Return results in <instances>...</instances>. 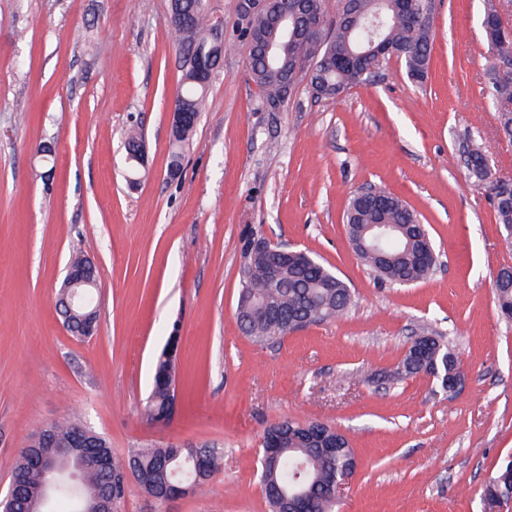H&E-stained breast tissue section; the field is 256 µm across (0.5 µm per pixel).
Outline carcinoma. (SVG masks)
<instances>
[{
    "instance_id": "cac0c4a2",
    "label": "carcinoma",
    "mask_w": 512,
    "mask_h": 512,
    "mask_svg": "<svg viewBox=\"0 0 512 512\" xmlns=\"http://www.w3.org/2000/svg\"><path fill=\"white\" fill-rule=\"evenodd\" d=\"M347 4L339 0L336 16L330 17L326 0H304L302 9L321 15L325 40L322 45L311 44L304 36L302 19H297V28L283 35L281 30L266 22L263 15L241 13L242 30L251 41L252 53L247 70L252 81L261 91L263 104L268 105L281 97L282 87L277 74L269 69L262 55V46L268 41L281 44L277 68L288 70L292 61L302 63L306 71L296 83H306L315 98H334L341 92L356 86L371 75V71L359 66L355 57L362 51L359 33L344 21ZM356 8L362 15H380L383 20L380 41L393 51L402 53L407 74L421 82L425 79L433 40V19L423 14L412 19L401 10L399 0H357ZM170 22L179 35V50L182 54L183 81L178 92L187 111L200 114L205 109L207 86L199 83L194 64L209 60L214 48L208 38L211 25L208 4L204 0H175L171 5ZM486 40L500 58L512 57V27L497 17L496 8L487 11V22L483 26ZM491 96L497 107V119L504 133L512 137V81L501 80L491 75ZM193 126L184 127L171 142L170 166L178 169L185 143ZM469 157L465 165L476 182L496 193L494 208L505 228H512V193L497 190L495 173L485 164V156L477 147L467 148ZM376 194L386 200L381 206L363 203L351 198L345 213L349 239L362 238L369 224H396L401 236H389L381 244L388 253L384 259L366 250H356L360 259L384 280L410 285L431 276L436 268L433 262L417 264V253L423 244L422 232L417 227L418 214L383 188ZM277 260V254L246 256L242 268V288L238 306L247 304L255 296L257 305L240 328L253 341L263 343L279 339L288 333L310 324L332 320L342 315L352 304V294L347 284L314 257L305 254L288 264L275 284L268 282L267 270ZM498 311L506 319H512V288H495ZM424 350L418 352L410 347L398 367L384 375L387 381H400L422 372L436 369L439 377L445 374H460L458 359L442 336L423 337ZM175 376V358H157L151 394L144 406V416L152 422L170 421V385ZM56 436L65 440L85 436L89 440L91 454L112 451L111 444L98 432L81 427L77 419L51 423ZM300 425L296 421H285L269 426L264 436L278 433L281 453L274 464L261 465L260 484L271 512L282 506L281 492L296 485L309 490L308 502L314 512H332L333 498L330 495V477L344 470L351 463L352 449L347 439L336 455L326 454L313 441L299 435ZM222 454L216 448H141L125 460L113 459L110 469H88L81 475V490L89 512H98V507L109 502L110 512H118L124 498L120 478L130 471L139 476L147 493L162 501L172 486L187 483L199 488L207 483L219 470ZM509 462H503L494 475L485 483L483 492L512 489V477L508 476ZM40 484V474L29 460V450L21 449L12 470V512H31L32 502Z\"/></svg>"
}]
</instances>
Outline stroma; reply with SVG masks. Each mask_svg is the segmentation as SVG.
Returning <instances> with one entry per match:
<instances>
[{
  "label": "stroma",
  "mask_w": 512,
  "mask_h": 512,
  "mask_svg": "<svg viewBox=\"0 0 512 512\" xmlns=\"http://www.w3.org/2000/svg\"><path fill=\"white\" fill-rule=\"evenodd\" d=\"M240 0L224 16V58L177 177L170 113L182 80L170 0H0V494L41 426L73 416L117 457L170 444L223 452L202 488L170 500L128 481L120 512H270L259 483L262 435L280 420L320 421L349 440L356 469L334 512H484L483 486L512 457V321L494 298L512 243L489 191L461 162L478 144L512 179L488 73V6L432 0L424 84L402 59L334 99L298 85L267 111L246 69ZM145 171L125 179V132ZM55 148L53 171L36 149ZM367 184L406 201L426 224L438 267L408 286L378 278L348 239L343 214ZM309 252L343 279L336 319L265 344L238 327L245 242ZM99 270L100 317L88 339L58 310L73 253ZM181 336L178 403L146 421L157 355ZM445 337L462 382L395 384L418 336Z\"/></svg>",
  "instance_id": "obj_1"
}]
</instances>
